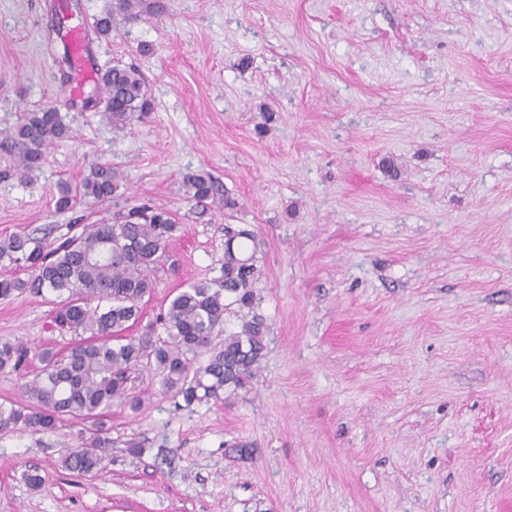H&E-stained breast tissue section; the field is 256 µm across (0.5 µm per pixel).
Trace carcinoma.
Segmentation results:
<instances>
[{"label":"carcinoma","mask_w":512,"mask_h":512,"mask_svg":"<svg viewBox=\"0 0 512 512\" xmlns=\"http://www.w3.org/2000/svg\"><path fill=\"white\" fill-rule=\"evenodd\" d=\"M129 7V0H114L112 13L96 21L98 34H109L114 17ZM91 104L104 105L115 124L149 111L143 73L133 65L98 73L96 93L85 101ZM68 138L70 127L56 105L28 113L15 131L20 146L16 170L39 169L46 148ZM183 183L198 203L216 195L207 175L190 174ZM118 187L112 167L96 165L78 187L58 191L56 208L70 210L79 198L106 200ZM179 230L168 211L141 204L86 224L78 233L70 229L54 238L48 232L0 238V298L26 292L53 295L59 298L55 325L74 335L65 349L39 354L40 370L25 385L27 402L0 403V431L77 426L81 445L64 457L63 465L88 474L102 468L98 449L111 445L112 406L136 410L141 405V396L129 386L132 374L152 372L163 393L180 396L188 405L218 401L247 386L269 333L266 318L258 313L263 277L258 243L248 229L224 225L221 275L180 289L159 317L161 332L151 327L138 336L126 335L155 288L154 273L169 259ZM230 315L238 329L225 332ZM221 332L224 339L218 342ZM204 354L207 363L196 364ZM27 356L26 347L3 343L0 368H17Z\"/></svg>","instance_id":"carcinoma-1"}]
</instances>
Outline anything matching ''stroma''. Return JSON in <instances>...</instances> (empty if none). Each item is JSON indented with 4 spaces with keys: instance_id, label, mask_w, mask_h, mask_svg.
Masks as SVG:
<instances>
[{
    "instance_id": "1",
    "label": "stroma",
    "mask_w": 512,
    "mask_h": 512,
    "mask_svg": "<svg viewBox=\"0 0 512 512\" xmlns=\"http://www.w3.org/2000/svg\"><path fill=\"white\" fill-rule=\"evenodd\" d=\"M56 2L0 0V236L170 211L149 323L218 276L225 225L254 230L270 332L221 402L140 374L97 474L62 466L76 427L0 432V512H512V0H136L89 34L94 70L148 80L123 127L69 96ZM48 103L71 136L19 177L10 134ZM97 163L115 197L56 210ZM56 302L0 300V343L68 346ZM188 193L198 203H204L215 197L216 189L209 176L204 174H190L183 180Z\"/></svg>"
}]
</instances>
